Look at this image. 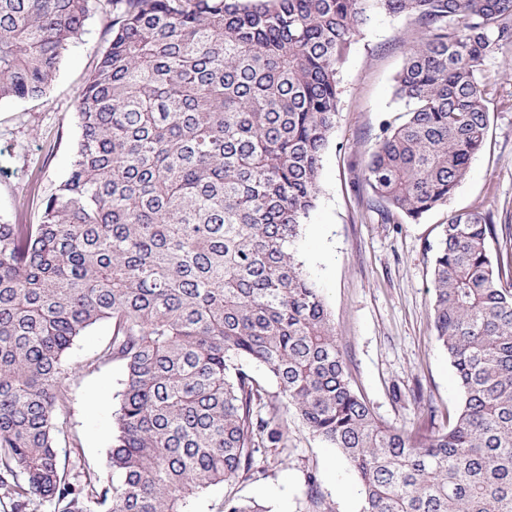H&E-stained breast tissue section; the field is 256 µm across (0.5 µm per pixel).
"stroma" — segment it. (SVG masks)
<instances>
[{"mask_svg":"<svg viewBox=\"0 0 512 512\" xmlns=\"http://www.w3.org/2000/svg\"><path fill=\"white\" fill-rule=\"evenodd\" d=\"M111 21L107 0H94L46 98L0 102V220L37 223L42 199L67 176L80 134L77 94L108 44ZM416 37L412 18L386 13L372 15L355 37L339 69V112L319 171L321 193L297 250L326 305L354 391L380 420L429 435L447 429L460 402L433 328L432 265L442 226L453 212H492L491 249L512 254V47L487 61L497 96L485 143L455 194L419 221L386 220L370 201L363 168L383 127L404 109L394 79ZM109 336L104 324L82 336L65 380L67 428L81 441L83 463L94 469L104 466L123 371L90 367L86 359ZM253 372L267 405L287 419L288 442L286 450L270 451L264 476L236 485L238 496L274 512H309L306 475L313 472L329 512H360L362 487L337 449L288 410L264 367Z\"/></svg>","mask_w":512,"mask_h":512,"instance_id":"obj_1","label":"stroma"}]
</instances>
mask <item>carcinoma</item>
Instances as JSON below:
<instances>
[{
	"label": "carcinoma",
	"instance_id": "1",
	"mask_svg": "<svg viewBox=\"0 0 512 512\" xmlns=\"http://www.w3.org/2000/svg\"><path fill=\"white\" fill-rule=\"evenodd\" d=\"M112 37L78 100L68 176L37 224L0 223V512H270L224 488L285 444L264 366L338 450L360 512H512V271L490 212L448 216L433 324L461 401L448 430L378 420L352 388L324 301L295 248L320 193L337 78L373 13L421 37L395 78L404 120L365 165L372 201L417 221L482 148L512 46V0H107ZM92 0H0V102L42 98ZM124 371L106 468L83 449L67 357ZM313 512L323 506L309 473Z\"/></svg>",
	"mask_w": 512,
	"mask_h": 512
}]
</instances>
